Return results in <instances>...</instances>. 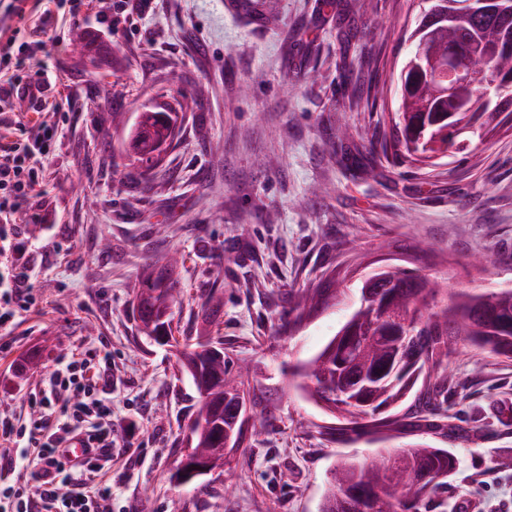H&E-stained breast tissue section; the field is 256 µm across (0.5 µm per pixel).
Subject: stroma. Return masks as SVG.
Here are the masks:
<instances>
[{"instance_id":"35a3bbf8","label":"stroma","mask_w":512,"mask_h":512,"mask_svg":"<svg viewBox=\"0 0 512 512\" xmlns=\"http://www.w3.org/2000/svg\"><path fill=\"white\" fill-rule=\"evenodd\" d=\"M148 0L96 43L116 98L98 96L82 51L48 31L27 62L69 86L62 133L41 182L51 222L29 231L38 309L0 349V412L26 411L43 375L78 348L112 352L114 437L129 456L112 464V512H318L336 460L365 462L415 442L458 462L424 512H512V361L452 340L447 409L470 435L438 416H402L386 440L331 434L338 421L297 388L295 371L336 334L358 304L363 278L394 265L445 289L512 287V131L439 166H396L380 144L394 99L381 97L405 56L415 0ZM360 33L344 37L348 19ZM178 115L159 173L165 187L128 203L125 142L147 108ZM123 113L113 124L111 111ZM347 128L346 138L331 130ZM81 184L88 207L73 190ZM224 251L215 275L211 255ZM179 251L180 335L208 334L245 363L244 389L270 425L244 439L223 472L179 485L174 473L195 391L171 351L135 335L129 282L144 257ZM223 307L208 325L201 291ZM320 288L302 321L288 290Z\"/></svg>"}]
</instances>
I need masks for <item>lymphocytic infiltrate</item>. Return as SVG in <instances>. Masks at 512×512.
<instances>
[{
    "instance_id": "lymphocytic-infiltrate-1",
    "label": "lymphocytic infiltrate",
    "mask_w": 512,
    "mask_h": 512,
    "mask_svg": "<svg viewBox=\"0 0 512 512\" xmlns=\"http://www.w3.org/2000/svg\"><path fill=\"white\" fill-rule=\"evenodd\" d=\"M27 16L24 27L9 25ZM0 335H12L38 304L35 271L22 225L29 216L59 137L44 115L57 110L51 94L60 75L31 81L21 75V55L43 47L47 29L69 30L83 23L80 0H33L23 8L15 0H0ZM30 112L19 115L16 101ZM110 354L88 349L71 355L28 394L27 413H0V512H112V484L103 471L112 460ZM75 434L88 436L97 452L78 464L62 457V445ZM26 460L20 485L10 482L18 460Z\"/></svg>"
}]
</instances>
